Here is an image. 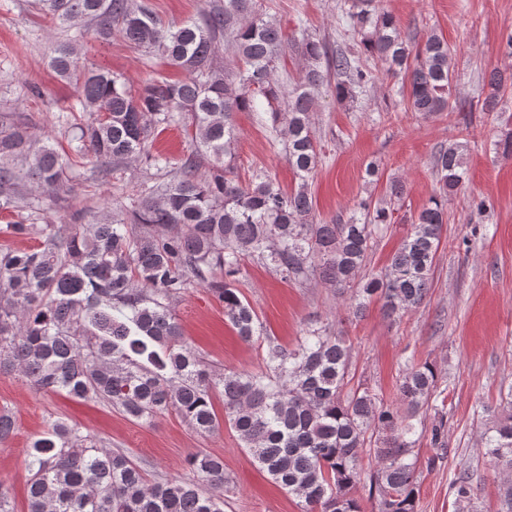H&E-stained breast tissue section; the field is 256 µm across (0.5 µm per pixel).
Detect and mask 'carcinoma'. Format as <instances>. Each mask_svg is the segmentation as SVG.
<instances>
[{"instance_id": "cac0c4a2", "label": "carcinoma", "mask_w": 512, "mask_h": 512, "mask_svg": "<svg viewBox=\"0 0 512 512\" xmlns=\"http://www.w3.org/2000/svg\"><path fill=\"white\" fill-rule=\"evenodd\" d=\"M62 28L78 20L108 36L116 31L150 56L187 73L185 80L148 81L133 94L122 78L90 69L77 52L78 31L53 49L51 65L75 88L69 106L76 130L70 152L45 143L33 148L27 127L0 125V208L12 207L18 180L38 184L40 199L67 192L68 167L144 158L169 180L132 200L125 218L92 224L9 225L38 246L0 252V372H16L39 392H65L120 409L145 423L173 411L199 434L227 423L259 467L302 503V512H364L355 491L369 483L375 512H416L419 470L412 454L413 420L428 410L437 389L433 364L406 367L398 392L401 415L369 388L350 386L351 347L316 329L290 350L269 342L263 368L217 372L185 342L172 303L197 284L224 303L238 337L260 335L257 317L235 283L247 259L269 261L285 280L319 268L332 286L352 290L353 314L376 297L387 317L420 305L432 285L438 246L448 223V196L463 188L466 167L452 143L434 159L438 188L412 218L383 274L363 273L373 237L392 223L403 185L389 201H360L348 219L317 223L308 182L318 167L312 134L315 96L327 86L337 100L353 97L370 72L360 58L333 51L307 34L294 39L253 10V0H224L199 17L165 25L134 0H38ZM362 34L363 53L403 78L406 105L435 112H495L512 72L483 77L485 96L452 97L454 50L436 34L421 44L401 36L395 17L373 0H352L346 12ZM232 38L241 66L221 62ZM312 62L302 80L283 91L272 76L284 47ZM267 108L298 179L284 192L257 173L234 176L232 115ZM173 125L190 132V151L173 163L148 150L150 139ZM224 396V420L213 396ZM503 418L482 435L485 455L512 469V395ZM11 411L0 410V444L14 434ZM375 465L363 474L361 453ZM188 473L151 482L129 456L61 418L50 419L29 446L28 512H224V461L196 451ZM210 486L211 491L204 490Z\"/></svg>"}]
</instances>
